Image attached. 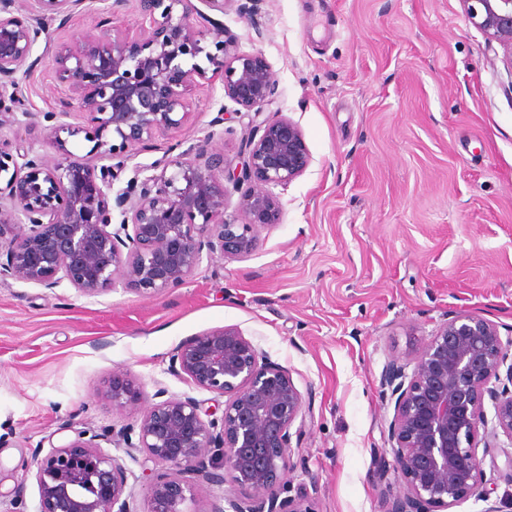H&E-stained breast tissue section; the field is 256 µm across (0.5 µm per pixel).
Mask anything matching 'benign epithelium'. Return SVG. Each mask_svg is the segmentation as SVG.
Listing matches in <instances>:
<instances>
[{"label":"benign epithelium","mask_w":512,"mask_h":512,"mask_svg":"<svg viewBox=\"0 0 512 512\" xmlns=\"http://www.w3.org/2000/svg\"><path fill=\"white\" fill-rule=\"evenodd\" d=\"M85 0H0V129L43 130L48 157L33 142L0 140V277L55 288L66 282L96 296L117 285L164 294L194 277L203 254L242 260L258 250L262 233L278 224L280 195L302 176L311 156L300 127L281 111L256 125L240 170L208 153V141H177L115 191L114 181L137 150L179 131L191 116V91L222 82L239 107L273 102L277 83L260 53L238 52L224 23L193 0H135L147 35L88 32L58 46L48 66L65 96L33 120L24 77ZM468 20L498 43L512 66V0H462ZM79 117L87 127L68 119ZM85 133L83 156L69 148ZM250 182L237 215L224 219V181ZM512 340L484 316L457 312L441 323L413 358L393 359L381 372L382 403L393 409L385 444L373 452L374 476L400 474L403 492L387 512H440L472 495L481 482L493 438L512 444ZM168 371L224 398L222 416L209 417L191 396L146 407L138 429L124 427L106 441L145 453L150 474L146 512H316L305 494L288 496L296 448L310 404L288 368L272 361L234 326L191 336L175 348ZM114 406L140 404V384L116 369L104 382ZM493 416L487 417L486 404ZM483 453H478L479 444ZM39 512H133L124 496L127 471L98 435L76 433L46 455L32 453ZM224 472H218L217 461ZM231 482L240 497L228 507L197 496L199 482Z\"/></svg>","instance_id":"benign-epithelium-1"}]
</instances>
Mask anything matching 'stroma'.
I'll use <instances>...</instances> for the list:
<instances>
[{
	"label": "stroma",
	"mask_w": 512,
	"mask_h": 512,
	"mask_svg": "<svg viewBox=\"0 0 512 512\" xmlns=\"http://www.w3.org/2000/svg\"><path fill=\"white\" fill-rule=\"evenodd\" d=\"M223 22L240 52L266 58L274 106L301 128L311 163L252 256L203 259L170 293L85 296L0 278V512H38L33 449L137 425L139 409L103 395L113 370L138 381L146 406L161 390L220 404L168 364L181 340L225 326L287 367L311 402L292 493L317 512H386L403 482L371 476L389 416L384 365L460 311L512 337V67L461 0H263L254 18L226 0ZM96 28L138 37L149 26L134 0L115 11L86 0L53 39ZM222 107L233 117L213 126ZM257 122L221 82L204 83L188 124L130 164L205 138L235 167ZM493 454L479 491L448 512L512 500V473Z\"/></svg>",
	"instance_id": "stroma-1"
}]
</instances>
